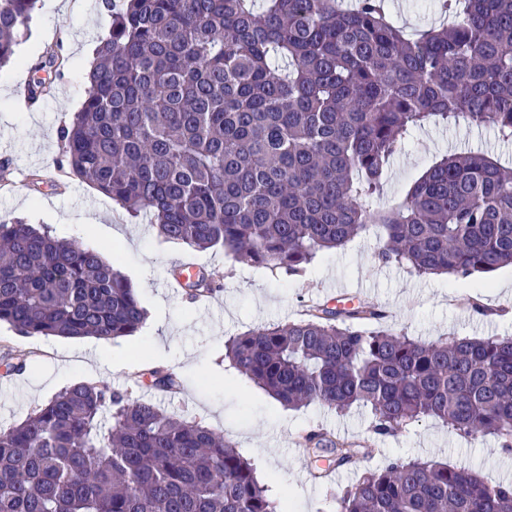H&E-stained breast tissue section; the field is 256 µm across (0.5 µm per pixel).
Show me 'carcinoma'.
Instances as JSON below:
<instances>
[{"label": "carcinoma", "instance_id": "obj_1", "mask_svg": "<svg viewBox=\"0 0 512 512\" xmlns=\"http://www.w3.org/2000/svg\"><path fill=\"white\" fill-rule=\"evenodd\" d=\"M37 0H0V67ZM446 26L411 38L385 0H124L99 39L88 96L59 138L70 171L159 236L300 275L373 225L376 259L420 275L512 266V167L446 155L385 210L390 158L425 124L464 119L512 141V0H439ZM49 48L28 86L53 89ZM147 310L118 262L22 220L0 221V324L25 336H133ZM368 305L228 339L225 357L289 408L371 407L394 436L432 418L512 452V337L426 342ZM149 384L176 389L172 374ZM108 434L99 437L104 413ZM338 469L372 454L305 438ZM336 512H512V485L395 458L336 492ZM0 512H280L215 430L86 382L0 433Z\"/></svg>", "mask_w": 512, "mask_h": 512}]
</instances>
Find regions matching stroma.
Masks as SVG:
<instances>
[{"instance_id": "1", "label": "stroma", "mask_w": 512, "mask_h": 512, "mask_svg": "<svg viewBox=\"0 0 512 512\" xmlns=\"http://www.w3.org/2000/svg\"><path fill=\"white\" fill-rule=\"evenodd\" d=\"M400 27L422 30L438 24L437 0H386ZM112 16L93 0H38L29 28L12 62L0 68V220L23 219L50 228L58 237L90 247L109 241L111 257L132 281L154 331L102 344L53 336H25L0 325V358L24 359L18 371L0 365V431L24 420L63 388L78 381L122 392L129 399H152L168 412L222 431L247 459L288 512H336L334 495L387 457L432 459L478 472L492 484H512V454L491 435L467 437L442 423L423 419L392 437L371 431L372 412L352 406L339 413L317 404L281 405L224 357L232 336L297 320L305 302L337 290L361 294L366 305L386 312V327L424 341L453 336H512V267L489 275L458 278L421 276L408 266L378 263L381 228L321 252L304 276L288 277L225 255L223 249L190 251L160 238L149 215H134L78 178L59 169L60 127L70 124L88 94L85 71ZM66 66L51 96L27 105L20 93L47 47ZM486 153L512 166V141L496 130L466 121L431 123L403 142L385 173L382 206L399 203L410 184L442 154ZM60 175L62 187L30 186L33 172ZM206 266L213 294L194 302L168 285L170 271L183 259ZM173 372L177 390L149 393L146 372ZM337 432L352 442L380 448V456L340 471L331 483L316 485L303 469L305 452L297 440L311 429Z\"/></svg>"}]
</instances>
